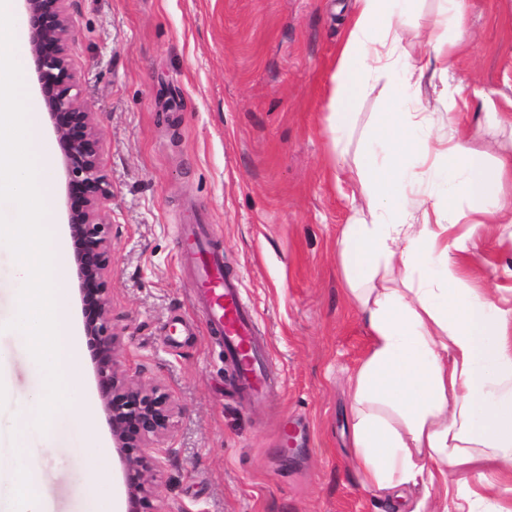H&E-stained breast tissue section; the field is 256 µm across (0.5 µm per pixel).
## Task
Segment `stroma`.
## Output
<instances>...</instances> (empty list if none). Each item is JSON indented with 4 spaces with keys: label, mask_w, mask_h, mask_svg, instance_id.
Returning <instances> with one entry per match:
<instances>
[{
    "label": "stroma",
    "mask_w": 512,
    "mask_h": 512,
    "mask_svg": "<svg viewBox=\"0 0 512 512\" xmlns=\"http://www.w3.org/2000/svg\"><path fill=\"white\" fill-rule=\"evenodd\" d=\"M352 0H68L69 55L94 114L112 189L109 306L117 356L177 407L158 474L177 512H391L389 499L427 497L443 485L364 487L352 458L349 379L370 336L345 296L336 239L360 185L333 160L325 117ZM460 39L453 66L512 116V0H462L448 20ZM399 74L372 81L357 107L349 157L368 146L384 105L412 112L433 85L389 102ZM485 97V98H486ZM483 100V99H482ZM465 95L454 135L512 156V130ZM29 109L51 157L53 223L65 227V180L55 134L36 89ZM211 225L212 243L254 309L270 357L268 385L245 398L221 337L193 302L176 227ZM475 285L512 302V224H488L466 254ZM42 370L12 332H0V455ZM105 412L89 428L59 416L56 433L31 430L29 472L47 512H109L124 496L116 454L96 488L87 474Z\"/></svg>",
    "instance_id": "35a3bbf8"
}]
</instances>
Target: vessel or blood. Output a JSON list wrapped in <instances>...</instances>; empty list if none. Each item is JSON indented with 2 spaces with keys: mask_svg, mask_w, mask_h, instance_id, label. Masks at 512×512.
Here are the masks:
<instances>
[{
  "mask_svg": "<svg viewBox=\"0 0 512 512\" xmlns=\"http://www.w3.org/2000/svg\"><path fill=\"white\" fill-rule=\"evenodd\" d=\"M183 249L195 256L192 288L205 308L214 334L224 341V355L233 365L244 391L262 392L266 385V356L256 338V317L243 300L236 280L224 271L223 254L210 250L209 228L192 224L183 231Z\"/></svg>",
  "mask_w": 512,
  "mask_h": 512,
  "instance_id": "1",
  "label": "vessel or blood"
}]
</instances>
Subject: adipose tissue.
Here are the masks:
<instances>
[{
	"mask_svg": "<svg viewBox=\"0 0 512 512\" xmlns=\"http://www.w3.org/2000/svg\"><path fill=\"white\" fill-rule=\"evenodd\" d=\"M416 0H354L348 33L332 75L326 117L333 146L349 136L354 109L372 77L401 71V91L441 80L453 121L452 58L447 18L429 28L426 56L408 51L394 22ZM435 110L419 102L402 118L381 112L371 138L385 154L359 152L361 186L354 217L343 225L337 255L349 301L363 314L370 353L350 378L354 463L365 486H432L454 469L467 476L457 512H506L495 488L512 481V307H500L464 270L469 238L486 224H512V204L489 209L512 166L462 139L431 136ZM432 160L454 174L445 196L409 197ZM467 225L449 238L448 228Z\"/></svg>",
	"mask_w": 512,
	"mask_h": 512,
	"instance_id": "adipose-tissue-1",
	"label": "adipose tissue"
}]
</instances>
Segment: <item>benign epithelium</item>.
Here are the masks:
<instances>
[{
    "instance_id": "1",
    "label": "benign epithelium",
    "mask_w": 512,
    "mask_h": 512,
    "mask_svg": "<svg viewBox=\"0 0 512 512\" xmlns=\"http://www.w3.org/2000/svg\"><path fill=\"white\" fill-rule=\"evenodd\" d=\"M31 66L44 112L56 135L65 176L67 224L78 243L74 262L85 331L94 347L101 399L122 465L128 512H160L157 472L170 455L165 441L174 407L157 385L128 378L120 366L107 305L112 264V224L104 218L112 191L101 166V144L92 112L72 70L67 35L68 0H23Z\"/></svg>"
}]
</instances>
